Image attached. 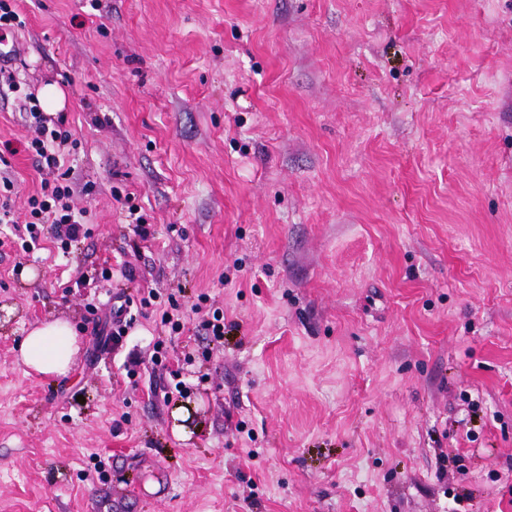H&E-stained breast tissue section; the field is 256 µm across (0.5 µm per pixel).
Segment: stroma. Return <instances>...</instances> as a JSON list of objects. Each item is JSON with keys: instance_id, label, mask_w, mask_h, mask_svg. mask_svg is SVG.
I'll return each instance as SVG.
<instances>
[{"instance_id": "1", "label": "stroma", "mask_w": 512, "mask_h": 512, "mask_svg": "<svg viewBox=\"0 0 512 512\" xmlns=\"http://www.w3.org/2000/svg\"><path fill=\"white\" fill-rule=\"evenodd\" d=\"M17 4L13 210L55 83L89 235L0 223V512H512V0ZM76 350L75 332L60 320L32 328L20 348L25 365L46 376L66 372Z\"/></svg>"}]
</instances>
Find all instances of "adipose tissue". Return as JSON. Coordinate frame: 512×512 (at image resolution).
Returning <instances> with one entry per match:
<instances>
[{
  "label": "adipose tissue",
  "mask_w": 512,
  "mask_h": 512,
  "mask_svg": "<svg viewBox=\"0 0 512 512\" xmlns=\"http://www.w3.org/2000/svg\"><path fill=\"white\" fill-rule=\"evenodd\" d=\"M76 349V334L72 327L57 320L32 328L24 338L20 352L27 367L47 376L66 372Z\"/></svg>",
  "instance_id": "1"
}]
</instances>
